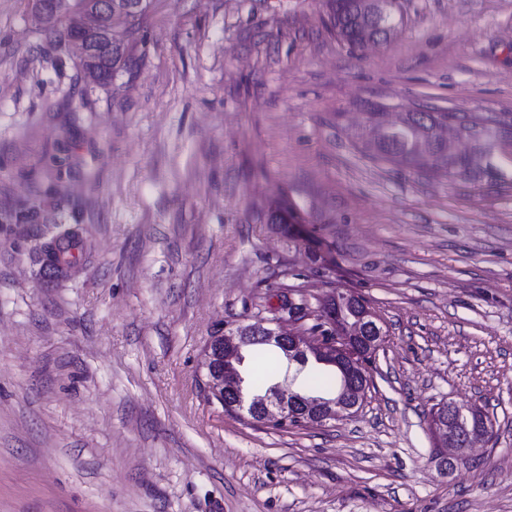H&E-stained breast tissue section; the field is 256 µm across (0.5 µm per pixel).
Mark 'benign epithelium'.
<instances>
[{
  "label": "benign epithelium",
  "instance_id": "obj_1",
  "mask_svg": "<svg viewBox=\"0 0 512 512\" xmlns=\"http://www.w3.org/2000/svg\"><path fill=\"white\" fill-rule=\"evenodd\" d=\"M120 0H76L70 11H65L67 0H30V8L43 28L64 27L61 47L76 62L90 55V42L96 32L112 34V30L129 22L126 12L116 11ZM280 346L285 354L295 358L315 351L322 337L306 338L296 327H288L274 318L257 324H240L224 334L210 337L204 350L203 369L209 395L220 404L235 397L231 406L244 411L254 421L268 425L288 424L296 420L301 424L322 425L339 415H350L358 411L363 400V387L357 384L344 399L316 398L293 390L288 383L279 382L263 394H254L238 400L242 385L240 367L245 358V347L255 337ZM336 346V358L347 359L353 354L370 355L378 351L384 337L363 336L351 331L340 337ZM490 427L482 424L477 433L460 438L448 437V453L440 457V465H456L470 458L478 438L489 436Z\"/></svg>",
  "mask_w": 512,
  "mask_h": 512
}]
</instances>
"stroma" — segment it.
Masks as SVG:
<instances>
[{"label": "stroma", "mask_w": 512, "mask_h": 512, "mask_svg": "<svg viewBox=\"0 0 512 512\" xmlns=\"http://www.w3.org/2000/svg\"><path fill=\"white\" fill-rule=\"evenodd\" d=\"M353 51L325 0H149L86 86L0 0V512H512V188L359 152L367 101L512 113V0H400ZM81 225L74 271L38 262ZM362 297L360 410L286 431L204 391L211 336ZM492 439L440 473L433 407ZM384 7V12L382 16L378 17L376 20L369 19L371 24L377 28L376 32L378 34V38L380 43L387 42L390 34L395 30L397 26V13L400 11L399 1L397 0H387ZM127 67L124 49L113 46L112 55L98 54L93 56L86 64L79 66L77 70L83 79L95 83L101 87L111 85L110 79L116 71Z\"/></svg>", "instance_id": "stroma-1"}]
</instances>
